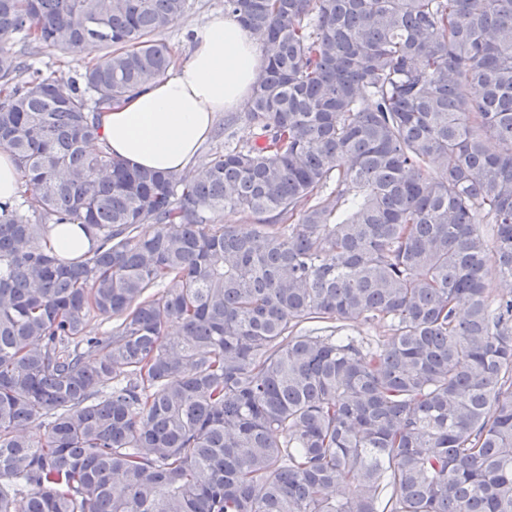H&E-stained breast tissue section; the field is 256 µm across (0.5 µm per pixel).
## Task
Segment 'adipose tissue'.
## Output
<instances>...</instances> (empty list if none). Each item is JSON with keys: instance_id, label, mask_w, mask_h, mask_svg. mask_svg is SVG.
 <instances>
[{"instance_id": "ef3b65f1", "label": "adipose tissue", "mask_w": 512, "mask_h": 512, "mask_svg": "<svg viewBox=\"0 0 512 512\" xmlns=\"http://www.w3.org/2000/svg\"><path fill=\"white\" fill-rule=\"evenodd\" d=\"M191 54L102 117L101 140L130 165L180 172L216 113L240 107L261 70L257 45L234 16L215 13L191 33Z\"/></svg>"}]
</instances>
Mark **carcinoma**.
Segmentation results:
<instances>
[{"instance_id":"carcinoma-1","label":"carcinoma","mask_w":512,"mask_h":512,"mask_svg":"<svg viewBox=\"0 0 512 512\" xmlns=\"http://www.w3.org/2000/svg\"><path fill=\"white\" fill-rule=\"evenodd\" d=\"M188 8L0 0L36 217L0 203V512H512V0H224L253 141L192 173L87 152ZM16 41L104 54L65 79ZM43 243L50 245L65 260L87 251L92 241L80 224H51Z\"/></svg>"}]
</instances>
